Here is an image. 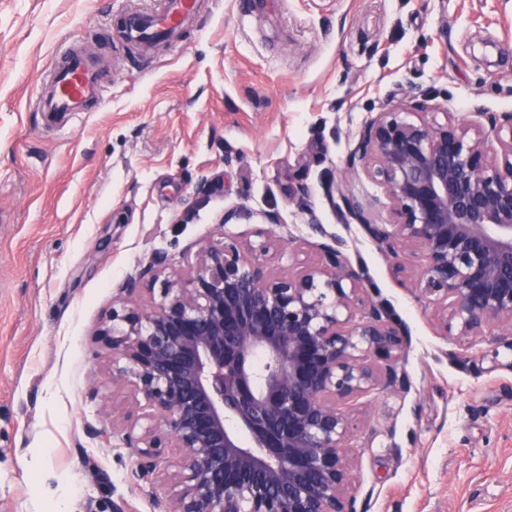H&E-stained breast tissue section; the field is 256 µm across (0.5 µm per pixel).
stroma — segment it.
I'll return each mask as SVG.
<instances>
[{
  "instance_id": "stroma-1",
  "label": "stroma",
  "mask_w": 512,
  "mask_h": 512,
  "mask_svg": "<svg viewBox=\"0 0 512 512\" xmlns=\"http://www.w3.org/2000/svg\"><path fill=\"white\" fill-rule=\"evenodd\" d=\"M152 2L0 0V512H154L168 487L132 486L112 439L127 394L97 331L113 299L153 253L180 272L227 235L280 240L278 267L320 261L313 220L407 333L396 388L353 410L359 512H512V352L455 358L416 258L392 261L329 202L389 97L512 112V0H211L173 47L110 38ZM76 48L112 75L45 126L37 94Z\"/></svg>"
}]
</instances>
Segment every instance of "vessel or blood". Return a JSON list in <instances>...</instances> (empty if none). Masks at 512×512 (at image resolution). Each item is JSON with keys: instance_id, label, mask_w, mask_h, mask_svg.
<instances>
[{"instance_id": "vessel-or-blood-1", "label": "vessel or blood", "mask_w": 512, "mask_h": 512, "mask_svg": "<svg viewBox=\"0 0 512 512\" xmlns=\"http://www.w3.org/2000/svg\"><path fill=\"white\" fill-rule=\"evenodd\" d=\"M201 8L200 0H159L151 9L129 13L114 36L144 48L171 43ZM107 74L102 62L81 52L71 54L52 70L46 88L38 96V111L52 124L87 111L100 97Z\"/></svg>"}]
</instances>
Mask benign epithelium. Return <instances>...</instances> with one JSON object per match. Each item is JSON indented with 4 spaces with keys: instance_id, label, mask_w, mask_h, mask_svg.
<instances>
[{
    "instance_id": "7a95c632",
    "label": "benign epithelium",
    "mask_w": 512,
    "mask_h": 512,
    "mask_svg": "<svg viewBox=\"0 0 512 512\" xmlns=\"http://www.w3.org/2000/svg\"><path fill=\"white\" fill-rule=\"evenodd\" d=\"M477 116L377 113L345 172L383 185L392 221L345 182L329 200L388 257L418 258V297L447 339L496 352L512 349V113ZM310 227L323 259L286 270L268 265V246L228 236L177 274L156 253L138 277L159 299L112 308L99 330L112 387L133 394L112 430L130 483L170 487L157 512H358L351 407L396 384L405 336L366 295L346 241Z\"/></svg>"
}]
</instances>
